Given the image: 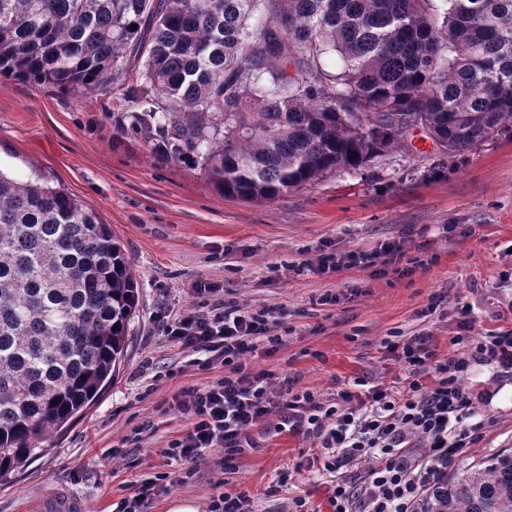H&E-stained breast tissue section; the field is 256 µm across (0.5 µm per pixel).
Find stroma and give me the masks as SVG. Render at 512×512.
<instances>
[{
	"mask_svg": "<svg viewBox=\"0 0 512 512\" xmlns=\"http://www.w3.org/2000/svg\"><path fill=\"white\" fill-rule=\"evenodd\" d=\"M0 171L19 181L44 175L93 208L122 240L140 287L126 357L111 385L48 451L0 478V512H43L70 496L83 512H112L143 472L168 473L173 500L209 507L220 493H243L252 512H332L323 480L295 471L310 443L286 432L262 433L234 473L215 449L193 474L167 465L164 451L186 421L172 406L184 386H205L223 365H197L160 335L164 307H199L189 290L204 279L244 309L282 306L283 346L266 366L324 397L362 377L393 384L402 375L382 347L398 331L432 337L439 356L457 332L455 310L472 309L473 335L512 328V137L477 145L462 158L443 155L423 133L357 172H339L280 198L247 203L224 197L193 170L155 159L116 130L112 96L76 95L0 77ZM455 232H448V225ZM399 239L402 274L302 269L320 251L346 253ZM334 294L338 303L321 304ZM493 398L483 407L482 436L462 462L512 448V380L475 375ZM122 457H113V449Z\"/></svg>",
	"mask_w": 512,
	"mask_h": 512,
	"instance_id": "obj_1",
	"label": "stroma"
}]
</instances>
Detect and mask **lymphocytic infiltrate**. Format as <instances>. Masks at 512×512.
<instances>
[{
    "label": "lymphocytic infiltrate",
    "instance_id": "f902f5d3",
    "mask_svg": "<svg viewBox=\"0 0 512 512\" xmlns=\"http://www.w3.org/2000/svg\"><path fill=\"white\" fill-rule=\"evenodd\" d=\"M403 255L394 240L343 255L322 253L306 266L321 273L374 266L386 271ZM286 313L283 307L252 312L232 303L213 314L175 307L156 313L169 342L224 366L216 384L185 387L175 396L189 424L166 455L192 472L207 462L210 449L220 448L230 471L236 454L257 447L254 428L270 424L316 444L333 512H426L431 493L448 480L449 464L481 437L476 370L486 367L494 377L512 379V329L472 335L469 309H458L459 332L443 359L431 337L394 332L383 344L405 371L401 388L369 387L358 378L354 389L324 400L252 363L256 355L277 352L283 339L274 329Z\"/></svg>",
    "mask_w": 512,
    "mask_h": 512
}]
</instances>
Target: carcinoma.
<instances>
[{
    "mask_svg": "<svg viewBox=\"0 0 512 512\" xmlns=\"http://www.w3.org/2000/svg\"><path fill=\"white\" fill-rule=\"evenodd\" d=\"M2 75L110 92L156 159L272 201L415 128L450 158L512 135V0H0ZM138 311L111 226L0 171L1 478L100 395ZM428 512H512V450L448 475Z\"/></svg>",
    "mask_w": 512,
    "mask_h": 512,
    "instance_id": "obj_1",
    "label": "carcinoma"
}]
</instances>
